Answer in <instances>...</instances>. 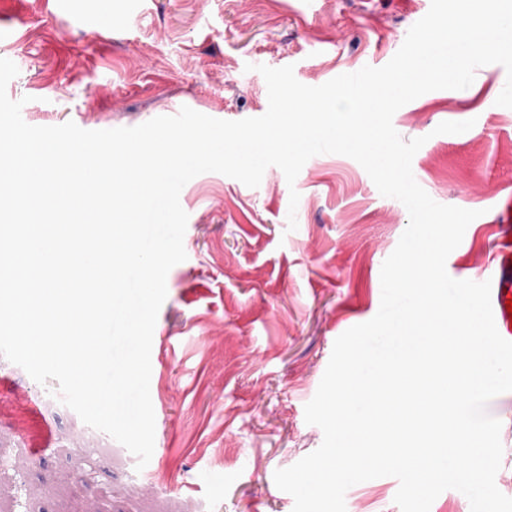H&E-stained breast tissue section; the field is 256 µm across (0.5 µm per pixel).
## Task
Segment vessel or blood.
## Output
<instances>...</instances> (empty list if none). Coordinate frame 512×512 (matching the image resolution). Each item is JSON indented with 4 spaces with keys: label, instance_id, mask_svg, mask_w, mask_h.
I'll return each instance as SVG.
<instances>
[{
    "label": "vessel or blood",
    "instance_id": "vessel-or-blood-1",
    "mask_svg": "<svg viewBox=\"0 0 512 512\" xmlns=\"http://www.w3.org/2000/svg\"><path fill=\"white\" fill-rule=\"evenodd\" d=\"M503 241L494 255V264L486 277L492 282L491 305L496 328L506 340L512 341V313L506 303L512 299V193L501 196L493 216Z\"/></svg>",
    "mask_w": 512,
    "mask_h": 512
}]
</instances>
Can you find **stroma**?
<instances>
[{
	"label": "stroma",
	"instance_id": "35a3bbf8",
	"mask_svg": "<svg viewBox=\"0 0 512 512\" xmlns=\"http://www.w3.org/2000/svg\"><path fill=\"white\" fill-rule=\"evenodd\" d=\"M424 0H0L7 86L33 126L140 125L187 106L236 121L268 108L257 65L293 66L319 86L388 63ZM93 16L94 25L84 23ZM498 64L462 90L401 107L403 139L424 138L412 171L438 203L477 211L446 270L466 280L497 248L495 201L512 192V108ZM472 121L461 134L443 122ZM300 195L290 208L291 192ZM185 261L168 273L151 349L155 444L149 463L86 425L0 357V512H293L276 470L323 441L307 424L334 342L369 321L380 272L409 223L352 158H310L295 183L269 167L250 188L219 173L186 185ZM295 215L296 230L287 217ZM502 423L498 489L512 497V392L487 405ZM399 482L352 486L347 512H400Z\"/></svg>",
	"mask_w": 512,
	"mask_h": 512
}]
</instances>
